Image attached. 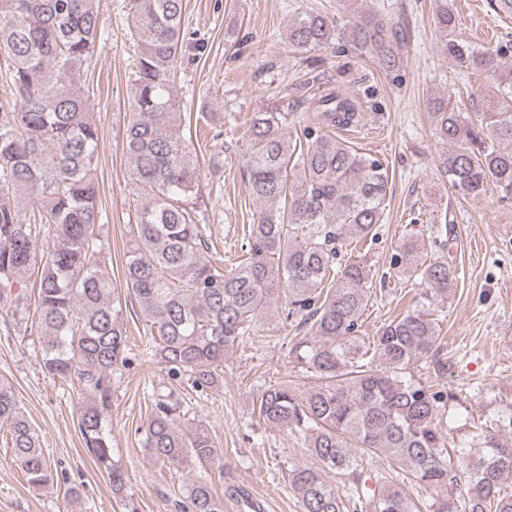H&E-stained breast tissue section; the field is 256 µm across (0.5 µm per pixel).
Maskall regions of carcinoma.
Returning a JSON list of instances; mask_svg holds the SVG:
<instances>
[{
    "mask_svg": "<svg viewBox=\"0 0 512 512\" xmlns=\"http://www.w3.org/2000/svg\"><path fill=\"white\" fill-rule=\"evenodd\" d=\"M184 10V0H130L127 36L136 59L124 148L138 192L119 289L103 270L105 243L96 233L99 128L75 90L95 56L98 0H0V54L10 61L18 97L14 110L0 113V310L30 323L49 374L78 380L79 431L112 493L125 486L108 421L112 374L129 363L121 291L156 328L150 349L169 379L186 378L201 393L223 385L224 354L256 333L282 294L284 321L310 324L311 338L291 354L316 383L301 392L286 381L271 386L253 398L252 413L266 429L300 435L316 460L288 471L302 512H512V494L502 493L512 442L498 435L512 427V414L478 435L472 447L480 452L450 451L445 418L458 395L413 375L438 350L439 313L453 281L448 263L422 262L416 241H404L397 261L419 276L415 305L374 335H359L373 275L349 247L376 235L389 175L334 133L359 122L352 99H305L298 140L284 134V113H253L240 162L250 195L265 208L249 225L237 266L226 272L212 259L196 209L200 175L170 87L185 44ZM438 26L459 67L490 71L498 82L478 125L445 101L433 104L435 132L448 144V181L463 194L492 187L512 200V149L501 148L512 144V68L499 64L512 43L478 51L458 39L446 7ZM335 32L329 16L301 15L288 24V48L323 49ZM353 35L383 70L400 67L404 45L394 25L363 17ZM41 240L47 247L39 252ZM28 273L38 282L31 314L12 301ZM186 414L173 394L155 396L143 447L163 464L218 462V442L201 424L183 426ZM2 428L29 485H54L52 463L4 381ZM374 457L385 458L398 480L365 468ZM326 471L344 476L348 489L339 492ZM416 485L426 497L413 496ZM186 512H224L210 478L190 483Z\"/></svg>",
    "mask_w": 512,
    "mask_h": 512,
    "instance_id": "obj_1",
    "label": "carcinoma"
}]
</instances>
